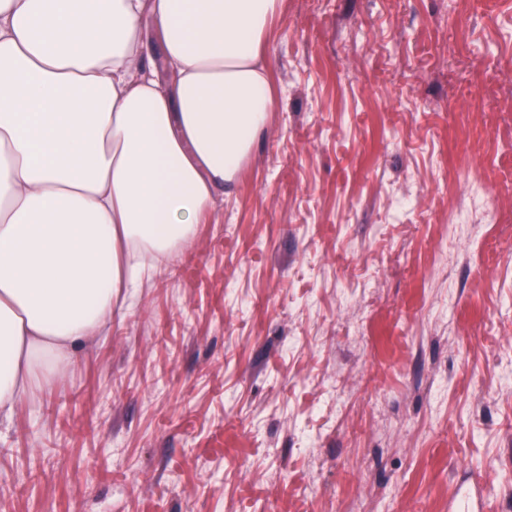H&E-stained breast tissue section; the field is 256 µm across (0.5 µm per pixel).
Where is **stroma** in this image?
Returning a JSON list of instances; mask_svg holds the SVG:
<instances>
[{
  "label": "stroma",
  "instance_id": "stroma-1",
  "mask_svg": "<svg viewBox=\"0 0 512 512\" xmlns=\"http://www.w3.org/2000/svg\"><path fill=\"white\" fill-rule=\"evenodd\" d=\"M266 62L234 188L0 420V512H512V0H284ZM464 215V218L462 219ZM474 215H481L487 223H493L495 215L490 200L483 188L479 185L472 186L464 208L459 209L453 220V224H467Z\"/></svg>",
  "mask_w": 512,
  "mask_h": 512
}]
</instances>
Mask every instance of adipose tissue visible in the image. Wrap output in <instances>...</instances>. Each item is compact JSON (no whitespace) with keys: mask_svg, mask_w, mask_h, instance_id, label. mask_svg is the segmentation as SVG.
Segmentation results:
<instances>
[{"mask_svg":"<svg viewBox=\"0 0 512 512\" xmlns=\"http://www.w3.org/2000/svg\"><path fill=\"white\" fill-rule=\"evenodd\" d=\"M281 0H0V412L191 240L266 130ZM158 38L171 80L143 62Z\"/></svg>","mask_w":512,"mask_h":512,"instance_id":"1","label":"adipose tissue"}]
</instances>
